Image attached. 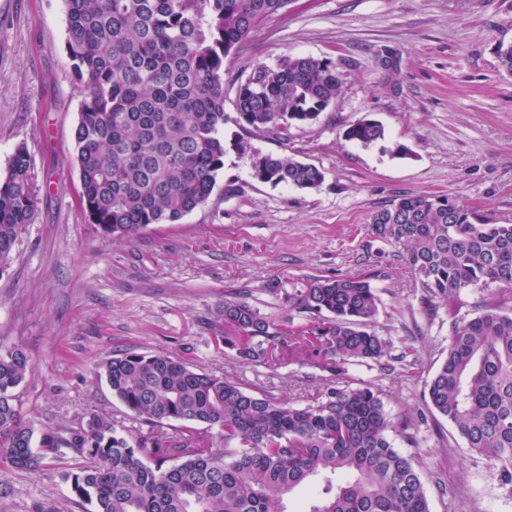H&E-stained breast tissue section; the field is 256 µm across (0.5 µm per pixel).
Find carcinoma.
<instances>
[{
	"label": "carcinoma",
	"mask_w": 512,
	"mask_h": 512,
	"mask_svg": "<svg viewBox=\"0 0 512 512\" xmlns=\"http://www.w3.org/2000/svg\"><path fill=\"white\" fill-rule=\"evenodd\" d=\"M294 0H65L66 52L81 97L72 161L81 201L105 236L130 238L176 224L206 205L224 170L226 83L235 87L239 133L318 119L340 90L336 64L288 56L243 81L224 62ZM499 67L512 75V42ZM365 147L385 139L364 117L345 131ZM252 177L274 187L317 191L323 171L286 153L255 154ZM39 188L30 153L15 148L0 177V269L34 223ZM370 235L400 250L421 288L420 304L448 316V353L425 384L428 413L454 424L500 486L512 491V224H495L445 196L405 195L374 212ZM466 289L481 293L474 316ZM380 298L364 275L316 277L288 304L309 325L285 334L245 297L218 312L224 347L268 367L304 356L323 386L296 404L243 390L226 377L163 352L105 359L116 398L153 435L137 441L109 418L36 433L20 414L17 388L30 367L18 347H0V465L40 469L69 451L82 460L64 473L83 512H282L280 497L323 482L309 512H430L420 462L390 433L415 443L416 421H393L387 390L353 387L348 365L387 358L402 382L419 374L412 345L392 346L373 328ZM178 423L172 435L164 428Z\"/></svg>",
	"instance_id": "1"
}]
</instances>
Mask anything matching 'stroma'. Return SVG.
<instances>
[{
    "label": "stroma",
    "mask_w": 512,
    "mask_h": 512,
    "mask_svg": "<svg viewBox=\"0 0 512 512\" xmlns=\"http://www.w3.org/2000/svg\"><path fill=\"white\" fill-rule=\"evenodd\" d=\"M66 41L64 0H0V175L23 144L40 187L36 220L0 273V346L22 348L32 366L18 389L26 419L58 431L99 413L134 439L149 437L99 376L105 358L127 351H163L247 391L302 402L320 371L300 359L273 369L240 361L216 340L218 308L226 293L244 291L280 327L295 328L305 318L289 313V292L336 274L369 276L381 299L376 331L414 345L421 363L409 384L374 363L350 367L349 382L390 390L393 420L416 416L450 336L367 225L404 195H444L512 223V76L496 57L500 42H512V0H295L224 67L244 78L288 56L330 59L341 81L334 104L287 139L253 134L246 155L231 147L236 127L226 123L219 181L241 193L220 186L179 223L123 239L104 236L81 203L71 162L81 98ZM366 115L386 133L368 147L344 136ZM398 146L407 156H395ZM283 150L323 170L319 190L252 178L253 154ZM395 446L421 461L431 512H512V493L446 419L428 416L415 445ZM76 463L69 455L36 474L0 469L12 487L0 512H81L62 478Z\"/></svg>",
    "instance_id": "1"
}]
</instances>
